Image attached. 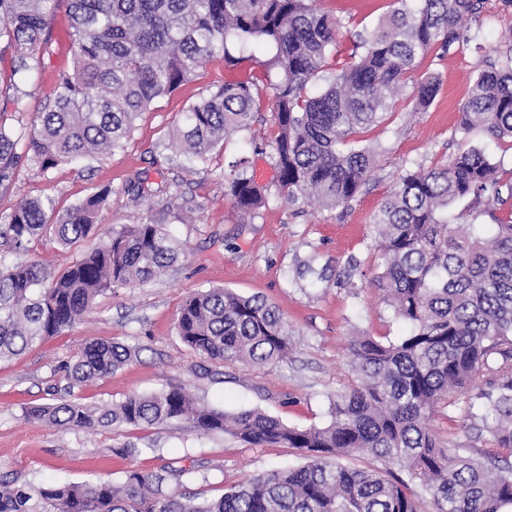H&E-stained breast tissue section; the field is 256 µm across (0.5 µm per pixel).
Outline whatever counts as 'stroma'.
I'll return each instance as SVG.
<instances>
[{
    "mask_svg": "<svg viewBox=\"0 0 512 512\" xmlns=\"http://www.w3.org/2000/svg\"><path fill=\"white\" fill-rule=\"evenodd\" d=\"M315 5L342 21L336 53L327 59L332 66L348 61L359 35L371 31L394 2L316 0ZM69 30L68 13L56 10L48 47L28 59L21 82L13 80L12 54L0 56V109H5L14 86L26 93V111L6 115L14 130L30 126L51 95L57 74L72 68ZM459 32L449 51L435 48L416 61L414 80L432 75L440 81L434 102L416 109L411 91H404L390 101L381 123L354 137V146L375 149L377 160L366 184L345 207L300 209L277 196L258 217L243 224L224 196V171L241 154L242 136H230L193 163L165 149L168 131L189 105L224 82L251 76L262 98L253 135L264 148L253 158L254 170L260 183H274L270 85L279 76L249 61L245 48L237 67L226 68L223 55H215L173 94L155 101L139 115L121 149L46 172L20 163L12 182L0 187V216L30 196L51 200L62 211L101 187L113 189L112 205L101 212L98 230L70 247L44 236L32 243L28 259L52 272L64 271L101 244L103 230L123 224L163 225L182 255L146 285L118 286L99 296L88 315L61 335L0 362V479L16 486L118 482L134 466L165 474L166 490L217 498L226 486L255 473L301 464L295 449L251 447L225 433L197 432L186 423L74 431L27 420L24 410L64 399L103 406L173 386L227 411L258 407L292 426L326 423L330 396L349 379L351 341L365 334L394 339L406 331L375 288L354 291L340 284L349 258L359 260L365 270L378 264L379 254L370 243L371 224L381 204L408 172L447 162L472 146L483 148L504 169L512 168L511 139L459 127V108L474 70L502 63L512 42V5L484 0L480 12L465 19ZM137 174L147 179L154 194L135 203L122 188ZM313 250L330 264L329 280L318 288L304 286L296 275L300 261ZM213 287L261 295L275 304L297 333L288 359L266 366L215 367L189 350L176 334L177 311L187 297ZM93 340L132 346L136 355L112 375L86 386H69L63 364ZM431 426L443 443L464 448L467 455H478L489 446L487 439H475L463 410H456L450 421L435 416ZM129 443L139 448V455H117V448Z\"/></svg>",
    "mask_w": 512,
    "mask_h": 512,
    "instance_id": "obj_1",
    "label": "stroma"
}]
</instances>
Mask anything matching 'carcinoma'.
<instances>
[{"instance_id":"obj_1","label":"carcinoma","mask_w":512,"mask_h":512,"mask_svg":"<svg viewBox=\"0 0 512 512\" xmlns=\"http://www.w3.org/2000/svg\"><path fill=\"white\" fill-rule=\"evenodd\" d=\"M341 68L325 73L341 20L312 0H0V54L27 67L48 44L53 14L72 19L73 67L59 73L52 99L30 129L16 134L0 111V186L23 159L45 172L62 163L122 147L139 113L176 91L216 54L236 67L228 42L273 46L250 55L276 70L271 87L276 125L274 186L256 180L240 157L224 175V195L251 219L272 193L292 204L335 209L354 200L376 163L368 147L351 146L360 129L379 123L389 101L412 80L416 58L459 40L464 17L481 0H394ZM506 62L476 71L462 106L461 128L512 139V46ZM440 84L429 76L413 86L424 109ZM252 78L226 81L192 103L168 133L166 147L203 159L233 134L251 130L260 111ZM125 193L150 195L145 179ZM512 177L478 147L443 164L410 172L374 217L372 246L382 262L367 277L409 331L391 340L363 336L351 343L355 380L329 399L330 421L299 428L254 408L228 412L170 387L129 395L104 408L77 400L33 406L25 417L71 430L186 422L204 433L224 432L254 447L294 448L300 466L270 469L224 489L217 499L184 498L163 488L164 475L132 469L119 482L38 484L0 481V512H512ZM469 202L470 223L457 233L448 205ZM112 205L101 188L63 212L29 197L0 218V361L9 360L81 321L94 300L115 285L143 284L179 257L157 224H125L102 244L55 274L37 262L6 261L46 234L70 247L96 229ZM310 254L298 271L323 281ZM181 342L215 365L262 366L288 357L294 330L258 296L209 288L188 297L176 319ZM135 351L92 341L65 363L67 377L86 384L123 368ZM462 407L475 438L493 449L478 457L445 447L430 427L440 410ZM365 455L374 464L342 460ZM403 469L396 476L391 466Z\"/></svg>"}]
</instances>
